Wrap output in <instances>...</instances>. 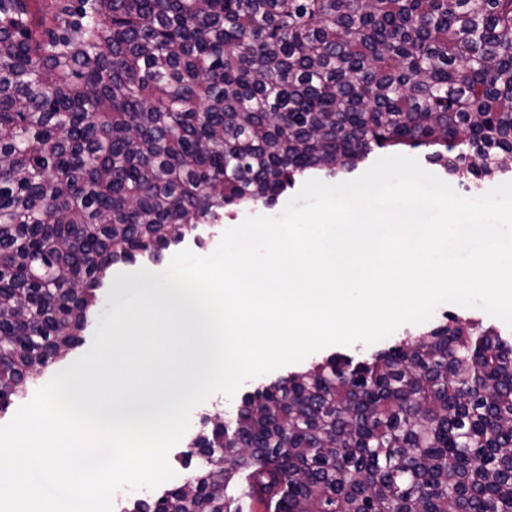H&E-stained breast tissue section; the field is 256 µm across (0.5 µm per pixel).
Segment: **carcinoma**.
I'll return each instance as SVG.
<instances>
[{
    "instance_id": "1",
    "label": "carcinoma",
    "mask_w": 512,
    "mask_h": 512,
    "mask_svg": "<svg viewBox=\"0 0 512 512\" xmlns=\"http://www.w3.org/2000/svg\"><path fill=\"white\" fill-rule=\"evenodd\" d=\"M422 150L512 165V0H0V413L76 348L112 265ZM123 512H512V339L467 312L206 419Z\"/></svg>"
}]
</instances>
